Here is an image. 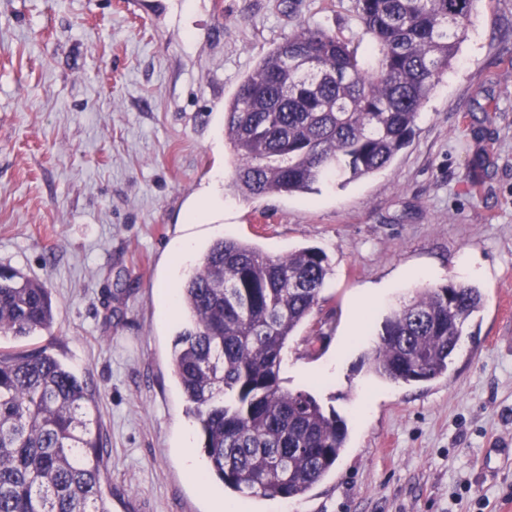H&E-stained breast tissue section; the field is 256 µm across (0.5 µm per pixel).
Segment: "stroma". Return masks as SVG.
<instances>
[{
  "label": "stroma",
  "instance_id": "1",
  "mask_svg": "<svg viewBox=\"0 0 512 512\" xmlns=\"http://www.w3.org/2000/svg\"><path fill=\"white\" fill-rule=\"evenodd\" d=\"M304 23L362 56L372 42L351 0H0V265L45 284L55 308L50 330L0 348L48 347L95 390L112 512H211L233 495L182 463L197 422L170 361L182 318L163 293L195 266L174 270V254L188 238L199 257L222 238L272 256L316 247L332 272L280 378L302 390V373L343 359L315 394L346 420L347 446L305 497H247L248 512H512V0H476L386 168L243 197L224 105ZM218 173L223 212L188 221ZM446 284L485 299L447 376L372 374L385 315ZM379 291L350 343L357 302ZM318 325L326 338L309 343Z\"/></svg>",
  "mask_w": 512,
  "mask_h": 512
}]
</instances>
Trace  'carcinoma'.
<instances>
[{
    "mask_svg": "<svg viewBox=\"0 0 512 512\" xmlns=\"http://www.w3.org/2000/svg\"><path fill=\"white\" fill-rule=\"evenodd\" d=\"M475 0H355L375 41V65L319 26L302 24L240 82L224 106V136L245 197L307 192L388 166L462 42ZM329 272L306 247L271 256L236 239L214 242L181 285L187 322L171 365L224 487L267 499L300 498L334 468L346 421L309 391L281 387V354L311 316ZM425 288L382 321L370 358L394 383L448 374L480 290ZM46 286L0 267V337L51 329ZM104 446L96 398L45 347L0 350V512H112L102 489Z\"/></svg>",
    "mask_w": 512,
    "mask_h": 512,
    "instance_id": "cac0c4a2",
    "label": "carcinoma"
}]
</instances>
